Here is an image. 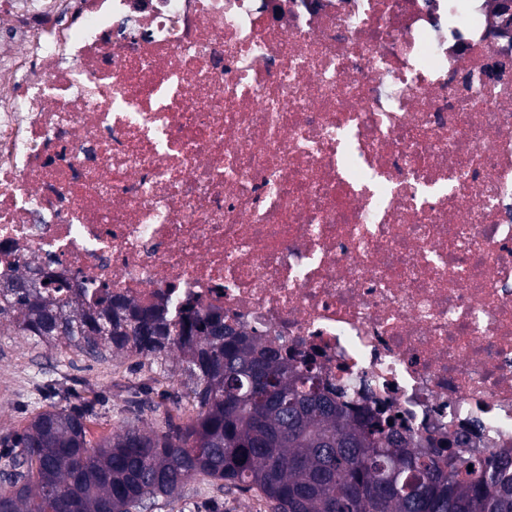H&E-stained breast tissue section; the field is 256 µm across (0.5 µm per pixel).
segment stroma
I'll use <instances>...</instances> for the list:
<instances>
[{"label": "stroma", "mask_w": 512, "mask_h": 512, "mask_svg": "<svg viewBox=\"0 0 512 512\" xmlns=\"http://www.w3.org/2000/svg\"><path fill=\"white\" fill-rule=\"evenodd\" d=\"M185 378L175 362L165 366H139L131 353H110L94 361L82 354L60 352L51 346L34 343L15 334L0 336V433L23 429L39 411L56 405L63 407L82 398L101 395L105 403L89 428L91 441L120 433L135 423V413L127 399L134 389L146 386L160 392L156 412L141 417L152 429H165L167 423L187 422L184 404L174 403V396L186 391ZM60 387L50 401L37 397V386ZM148 512H268L265 503L249 494H240L216 485L190 481L178 502H158Z\"/></svg>", "instance_id": "35a3bbf8"}]
</instances>
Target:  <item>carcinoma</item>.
Instances as JSON below:
<instances>
[{
    "instance_id": "1",
    "label": "carcinoma",
    "mask_w": 512,
    "mask_h": 512,
    "mask_svg": "<svg viewBox=\"0 0 512 512\" xmlns=\"http://www.w3.org/2000/svg\"><path fill=\"white\" fill-rule=\"evenodd\" d=\"M33 268L0 284V331L63 341L97 359L130 351L151 364L178 353L194 415L167 431L135 425L88 439L96 404L38 412L0 435V512H134L176 502L193 479L252 493L270 512H512V457L452 438L409 447L398 416L357 406L312 362L224 324L174 319L108 292L90 300Z\"/></svg>"
}]
</instances>
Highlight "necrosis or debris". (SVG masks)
<instances>
[{
	"instance_id": "4bbe7bcc",
	"label": "necrosis or debris",
	"mask_w": 512,
	"mask_h": 512,
	"mask_svg": "<svg viewBox=\"0 0 512 512\" xmlns=\"http://www.w3.org/2000/svg\"><path fill=\"white\" fill-rule=\"evenodd\" d=\"M489 0H0V278L34 265L512 454V43Z\"/></svg>"
}]
</instances>
